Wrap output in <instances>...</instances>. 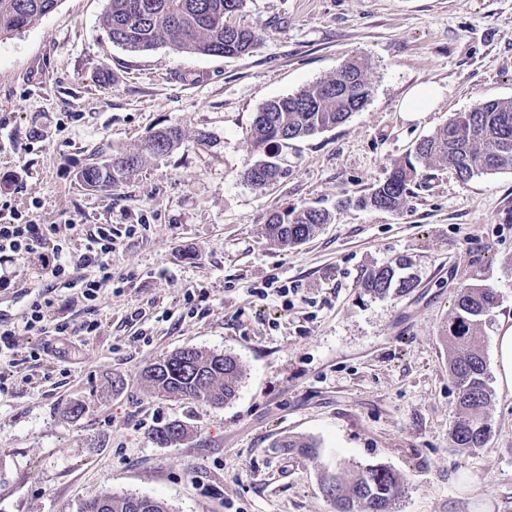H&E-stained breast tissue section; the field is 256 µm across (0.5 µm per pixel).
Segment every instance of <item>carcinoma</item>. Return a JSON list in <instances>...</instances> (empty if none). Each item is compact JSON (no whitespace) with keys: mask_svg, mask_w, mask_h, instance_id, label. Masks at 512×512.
Listing matches in <instances>:
<instances>
[{"mask_svg":"<svg viewBox=\"0 0 512 512\" xmlns=\"http://www.w3.org/2000/svg\"><path fill=\"white\" fill-rule=\"evenodd\" d=\"M59 0H0V37L11 36L58 6ZM243 0H109L102 26L112 44L133 52L149 51L160 45L191 54L235 56L245 53L256 41L253 30L236 21ZM346 82L321 80L297 93L266 102L256 113L251 128V146L283 149L291 142L312 136L346 122L367 103L371 86L365 67L347 61L340 70ZM184 138L178 126L152 133L137 152L91 161L77 173L90 188H110L137 169L144 155L164 156ZM445 165L463 184L482 174L512 170V100L480 101L465 112H456L431 136L419 141L389 177L372 191L355 200L364 208L397 210L403 207L408 185L421 165ZM252 167L262 176L251 181L265 186L275 181L282 169L278 162L260 158ZM330 214L306 207L284 209L269 216L263 236L273 246L287 248L313 237L329 223ZM405 263L379 266L362 285L376 296L391 291L406 293L413 279L400 274ZM499 306V296L490 287L468 284L458 289L453 313L446 327L448 375L458 391V416L450 432L451 442L462 450L488 446L494 434L490 408L494 389L485 357L481 327L485 317ZM243 369L239 361L222 352L183 348L146 367L145 386L164 397H185L222 406L236 396ZM188 433L186 426L172 421L151 432V440L169 447ZM276 447L312 460L319 457L315 441L288 436ZM407 479L382 464L348 470L338 467L322 482L324 495L336 512H395ZM78 512H170L158 499L130 493L105 492L84 503Z\"/></svg>","mask_w":512,"mask_h":512,"instance_id":"cac0c4a2","label":"carcinoma"}]
</instances>
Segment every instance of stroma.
Masks as SVG:
<instances>
[{
    "instance_id": "obj_1",
    "label": "stroma",
    "mask_w": 512,
    "mask_h": 512,
    "mask_svg": "<svg viewBox=\"0 0 512 512\" xmlns=\"http://www.w3.org/2000/svg\"><path fill=\"white\" fill-rule=\"evenodd\" d=\"M107 5L60 0L0 39V200L41 224L139 227L112 255L122 287L91 309L58 297L68 335L52 349L17 337V361L0 365V512H77L107 491L171 512H335L321 484L340 463L403 474L397 512H512V392H495L488 447H454L442 335L471 283L500 297L487 340L512 323V171L463 184L431 165L399 210L352 204L453 113L512 99V0H245L237 19L259 39L235 57L123 50L101 26ZM352 57L371 82L365 107L291 142L285 175L252 186L259 108ZM427 82L444 90L435 109L400 111ZM171 125L182 143L112 191L78 181L92 154ZM309 206L332 214L314 237L280 249L262 236L272 212ZM399 257L413 288L367 294L364 276ZM0 274V313L21 319L45 282L20 260L0 258ZM272 277L288 299L248 296ZM183 347L239 360L232 401L150 394L142 370ZM173 420L186 438L153 443ZM289 435L315 440L319 459L278 449Z\"/></svg>"
}]
</instances>
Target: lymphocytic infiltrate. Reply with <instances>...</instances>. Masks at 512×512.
<instances>
[{"mask_svg":"<svg viewBox=\"0 0 512 512\" xmlns=\"http://www.w3.org/2000/svg\"><path fill=\"white\" fill-rule=\"evenodd\" d=\"M137 232L134 224L121 230L101 224L82 235L73 224H39L18 214L0 224V258L34 261L47 283L46 292L32 300L21 322L0 323V360L14 361L16 337L31 331L67 335V323L48 321L57 287L71 288V301L95 306L102 285L113 278L110 260L121 237L131 238Z\"/></svg>","mask_w":512,"mask_h":512,"instance_id":"obj_1","label":"lymphocytic infiltrate"}]
</instances>
